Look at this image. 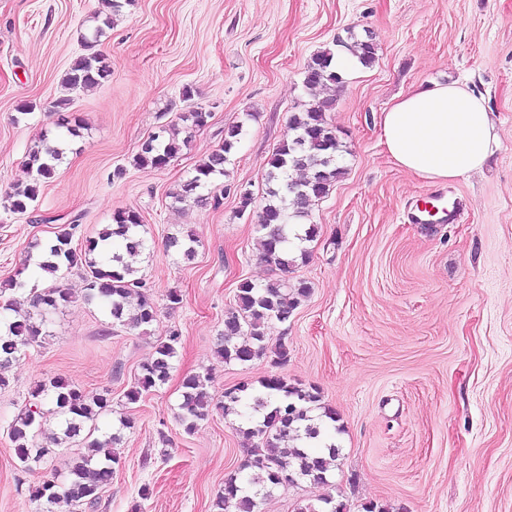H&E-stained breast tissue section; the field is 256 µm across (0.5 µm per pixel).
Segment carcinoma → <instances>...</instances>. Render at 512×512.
<instances>
[{"instance_id":"cac0c4a2","label":"carcinoma","mask_w":512,"mask_h":512,"mask_svg":"<svg viewBox=\"0 0 512 512\" xmlns=\"http://www.w3.org/2000/svg\"><path fill=\"white\" fill-rule=\"evenodd\" d=\"M340 46L356 54L365 67L376 59L375 47L368 41H342ZM334 52L325 49L318 52L305 68V86L310 89L338 87L342 75L334 67ZM112 65L97 52L80 56L64 78L71 89H88L109 79ZM333 99L312 102L302 112L291 115L288 136L284 138L269 158L266 182V202L261 209L259 227L260 258L268 266L287 273L307 256L305 249L296 242L305 241L315 233V227L299 231L292 227L290 219L302 217L311 202L329 191L330 186L342 174L338 158L344 145L327 121L326 111ZM211 113L197 107L183 116L190 128L201 129L208 124ZM242 133V126L228 129L223 144L213 151L196 168V174L172 193L176 203L190 197L201 201L198 191L207 188L218 177L227 176L225 165ZM153 144L143 146L133 158L136 166L167 167L190 143V136H181L177 127L168 135L152 136ZM62 150L47 145V135H42L37 145L28 152L25 166L29 181L16 184L7 195L8 209L24 213L37 199L39 187L56 174ZM78 225L66 224L53 238L41 244L42 260L38 268L51 284L45 288H33L27 297L29 309L11 308L14 318L0 324V389L9 386L5 370L24 355L27 348L39 343L43 336L45 312L57 310L72 301L69 289L57 284L60 272L74 267L84 268L83 298L99 300L108 309L112 319L138 329L152 324L158 307L138 277L125 255L135 256L146 246L141 214L134 209L117 210L112 215L111 226L102 230L98 238L86 241L80 248L74 246ZM195 238L191 234L179 238L172 236L167 247L177 248L187 261L195 258ZM303 283L289 284L276 279L258 286L250 280L240 281L236 299L224 315V333L216 349L217 357L224 362H249L267 353L264 344L268 324L286 323L297 307L298 298L307 294ZM252 342L241 343L244 334ZM181 341L179 330L173 329L156 347L154 355L140 366L135 383L125 393L127 403L135 404L144 393L165 384L177 357ZM209 377L198 373L188 374L182 380V400L178 420L185 433L190 434L211 410L225 414L236 411L237 406L248 398L246 386H235L224 392L216 401L208 390ZM253 409L264 411L259 418L249 417L239 429L247 459L244 470H258L263 480L243 479L230 475L224 480V489L213 503L217 512H256L259 499L272 489L288 485V479L306 480L315 484H327L328 476L339 457V448L326 442L325 427L320 418L311 412L323 408L322 416L336 421V412L321 406V394L314 387L291 384L280 374H271L261 382V390L249 397ZM110 398L100 395L87 397L75 384L51 378L40 381L28 393V400L9 426V438L21 467L46 459L53 449L40 444L37 436L51 415H60L62 436L54 437L56 444L71 439H82L88 453L69 469L67 481L59 485L55 480H45L32 491L36 500L68 506H94L99 494L111 481L121 457L113 450L117 436L104 440L93 437V431H85L86 425L107 410ZM345 507L327 496L316 507L307 504L299 512H344Z\"/></svg>"}]
</instances>
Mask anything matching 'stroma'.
Listing matches in <instances>:
<instances>
[{"instance_id":"35a3bbf8","label":"stroma","mask_w":512,"mask_h":512,"mask_svg":"<svg viewBox=\"0 0 512 512\" xmlns=\"http://www.w3.org/2000/svg\"><path fill=\"white\" fill-rule=\"evenodd\" d=\"M102 9V0H0V282L71 218L78 238H94L115 211L135 209L148 249L133 265L159 315L143 329L113 323L83 299L80 270L65 271L73 302L49 314L45 340L0 390V512H46L32 488L64 479L83 452L64 443L21 468L8 428L37 382L61 377L88 396L109 394L100 434L120 416L134 421L98 507L79 512H212L245 460L239 429L250 410L211 412L185 433L176 420L182 379L209 376L218 397L241 384L259 391L275 372L320 390L336 412L340 456L329 485L275 489L257 512H298L326 496L345 512L372 502L512 512V0H134L95 45L112 64L109 80L68 89ZM351 34L372 41L376 59L344 73L326 113L347 151L341 177L310 207L317 235L290 276L309 293L268 331V346L287 343L288 361L223 362L215 350L239 280L280 276L258 258L267 161L312 99L308 61ZM434 82L481 95L500 135L482 170L438 187L391 159L381 126L389 105ZM199 106L212 114L208 125L168 167L133 165L144 140ZM63 114L83 119L80 136L58 127ZM240 123L228 180L204 189V201L173 205L172 193ZM44 131L66 142L65 157L28 211L11 212L6 194L27 180L25 156ZM226 183L232 193H222ZM239 188L253 194L248 208ZM437 189L460 201L459 221L408 223L421 195ZM187 231L198 240L190 262L166 247ZM172 288L183 297L176 309L165 301ZM175 328L169 380L127 404L141 363Z\"/></svg>"}]
</instances>
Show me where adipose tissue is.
<instances>
[{
    "label": "adipose tissue",
    "instance_id": "1",
    "mask_svg": "<svg viewBox=\"0 0 512 512\" xmlns=\"http://www.w3.org/2000/svg\"><path fill=\"white\" fill-rule=\"evenodd\" d=\"M381 125L392 159L433 183L481 169L498 143L483 98L456 83L406 93L383 112Z\"/></svg>",
    "mask_w": 512,
    "mask_h": 512
}]
</instances>
